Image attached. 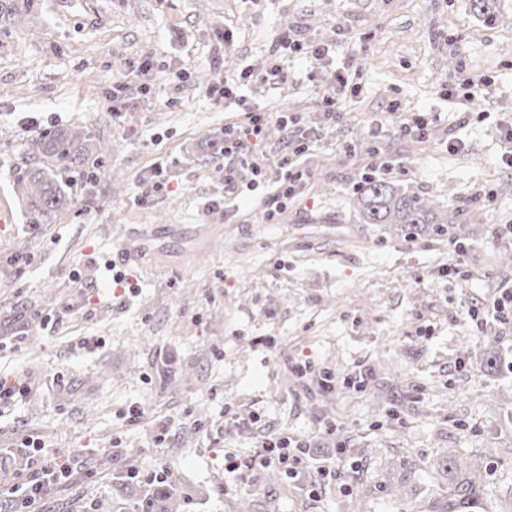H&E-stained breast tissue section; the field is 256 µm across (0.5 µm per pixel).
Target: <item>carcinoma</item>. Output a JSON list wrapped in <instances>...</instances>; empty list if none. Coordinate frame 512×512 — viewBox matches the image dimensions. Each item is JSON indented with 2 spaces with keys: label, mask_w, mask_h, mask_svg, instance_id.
<instances>
[{
  "label": "carcinoma",
  "mask_w": 512,
  "mask_h": 512,
  "mask_svg": "<svg viewBox=\"0 0 512 512\" xmlns=\"http://www.w3.org/2000/svg\"><path fill=\"white\" fill-rule=\"evenodd\" d=\"M34 0H0V28L16 20L38 18ZM31 147L42 162L21 172L14 192L24 201L33 224H53L70 212L74 200L62 182V173L97 164L106 155V145L83 128L44 130L31 138ZM354 206L363 224H429L435 235L453 220L440 217L432 204L417 193L395 183L365 177L358 182ZM448 476V491L432 501L427 512H488L483 507L484 489L479 470L465 460L445 456L440 462ZM136 512H178L180 494L175 488L157 487L132 504Z\"/></svg>",
  "instance_id": "cac0c4a2"
}]
</instances>
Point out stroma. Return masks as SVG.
Returning <instances> with one entry per match:
<instances>
[{
	"label": "stroma",
	"instance_id": "obj_1",
	"mask_svg": "<svg viewBox=\"0 0 512 512\" xmlns=\"http://www.w3.org/2000/svg\"><path fill=\"white\" fill-rule=\"evenodd\" d=\"M36 2L38 23L0 34V370L30 390L0 414V480L17 478L7 451L31 437L42 455L81 464L41 512H112L125 469L157 459L188 496L182 512H239L244 499L250 512H354L361 499L366 512H425L445 486L436 461L455 451L482 461L493 512H512V327L479 320L512 283L498 262L512 238L494 233L512 225V168L500 162L512 0H495L490 27L470 0ZM281 36L336 52L309 70L276 49ZM276 63L287 83L251 84L249 103L321 139L298 198L267 224L257 203L224 196L216 137L246 116L231 101L215 107L207 89L216 74L234 82ZM344 66L360 92L327 123L321 97ZM464 73L485 82L471 100ZM395 102L429 112L425 139L372 131ZM29 117L42 130L89 127L110 149L95 182L63 173L75 204L53 224L28 223L13 191L39 162ZM454 136L464 145L452 152ZM384 160L385 180L439 215L468 213L440 238L360 223L354 186ZM160 161L168 187L142 201ZM131 237L138 289L101 296L105 261ZM493 351L491 372L481 359ZM360 367L363 387H343ZM323 372L335 388L319 387ZM321 423L335 436L317 434ZM276 431L308 439L316 462L344 446L341 479L278 484L259 467L230 490L222 450L247 457ZM91 448L112 456L110 469L86 464ZM401 483L405 496H390Z\"/></svg>",
	"mask_w": 512,
	"mask_h": 512
}]
</instances>
